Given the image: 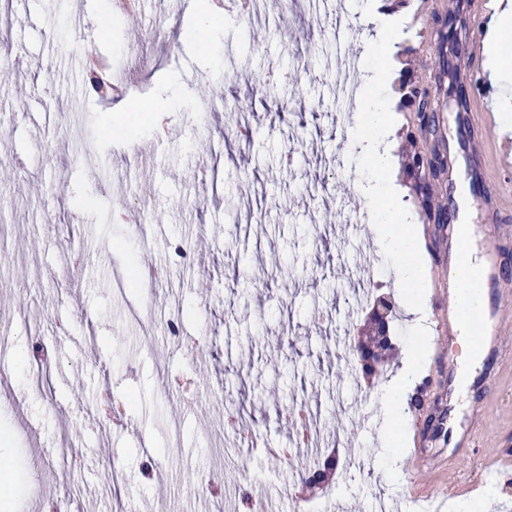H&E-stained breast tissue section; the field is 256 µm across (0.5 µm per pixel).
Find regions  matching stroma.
<instances>
[{"mask_svg": "<svg viewBox=\"0 0 512 512\" xmlns=\"http://www.w3.org/2000/svg\"><path fill=\"white\" fill-rule=\"evenodd\" d=\"M451 2L375 0L363 13L355 0H255L240 19L204 0L224 23L215 42L166 0H137L125 15L105 14L103 0H0V331L11 345L0 357V491L9 492L0 512H248L259 495L294 512L297 468L330 448L338 467L322 506L414 512L426 488L407 467H383L382 402L417 356L399 451L449 448L447 433L414 421L442 415L448 370L434 368L431 337L415 340L395 261L380 251L360 143L392 145L396 205L420 260L447 263L408 168L415 112L396 93L384 123L365 115L383 92L378 46L392 41L402 80L420 84L432 57L413 53L414 18L434 38L433 19ZM387 11L401 13L399 31L380 30ZM344 51L361 56L348 104L336 94ZM119 59L122 93L97 96L89 71L109 74ZM173 76L181 101L153 116ZM240 124L252 140L236 138ZM109 126L123 135L101 140ZM177 244L193 260L173 268ZM374 252L379 263H364ZM146 260L167 268L162 284L119 283ZM381 294L396 306L395 351L366 376L351 339L368 332ZM143 300L147 324L131 317ZM176 314L184 339L171 342L160 330ZM68 334L84 337L87 355L61 349ZM36 340L56 360L39 387L27 367ZM186 392L198 407L185 406ZM295 405L307 409L315 445L274 462L264 445L287 447ZM240 416L259 442L218 447ZM476 440L512 454V378ZM45 443L68 449V475L57 459L33 463ZM482 471L462 458L459 487L440 495L479 501L493 490L489 512H512V472L486 481Z\"/></svg>", "mask_w": 512, "mask_h": 512, "instance_id": "1", "label": "stroma"}]
</instances>
